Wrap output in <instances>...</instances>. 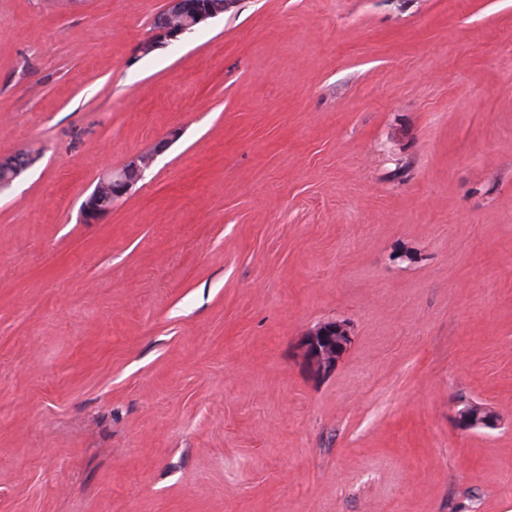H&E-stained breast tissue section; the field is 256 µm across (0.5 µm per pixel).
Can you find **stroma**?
I'll use <instances>...</instances> for the list:
<instances>
[{
    "mask_svg": "<svg viewBox=\"0 0 512 512\" xmlns=\"http://www.w3.org/2000/svg\"><path fill=\"white\" fill-rule=\"evenodd\" d=\"M163 4L0 0V512H512V0ZM215 16L213 13L200 11L197 0H165L163 8L152 20L155 40L139 43L136 51L144 55L158 44L176 40L180 35ZM23 160H25L23 162ZM31 161L25 154L15 153L8 156L0 155V174L2 178L1 189L10 186L15 180L20 178L30 167ZM151 159L148 156L135 155L126 162L130 178L125 175L116 177L115 173L103 178L93 192L82 203L81 216L85 222H97L112 210V202L129 193L135 184L144 177V169ZM350 331L344 322H331L306 336V357L319 370L331 368L350 343Z\"/></svg>",
    "mask_w": 512,
    "mask_h": 512,
    "instance_id": "obj_1",
    "label": "stroma"
}]
</instances>
